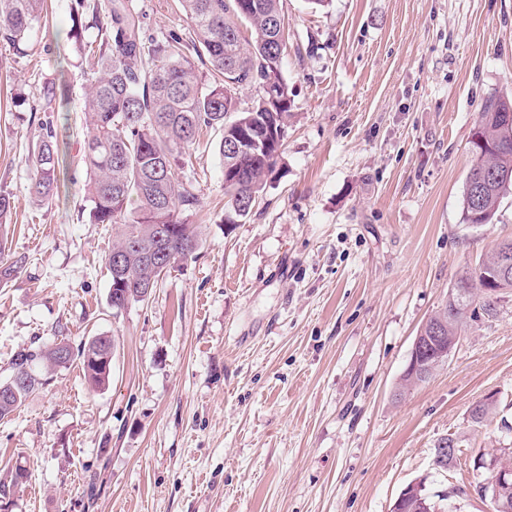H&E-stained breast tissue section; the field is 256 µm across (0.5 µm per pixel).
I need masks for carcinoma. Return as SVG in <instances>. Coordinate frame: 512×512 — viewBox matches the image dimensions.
I'll return each mask as SVG.
<instances>
[{
    "instance_id": "1",
    "label": "carcinoma",
    "mask_w": 512,
    "mask_h": 512,
    "mask_svg": "<svg viewBox=\"0 0 512 512\" xmlns=\"http://www.w3.org/2000/svg\"><path fill=\"white\" fill-rule=\"evenodd\" d=\"M190 19L196 57L209 64L210 79H203L182 39L171 34L163 41H143L134 0H80L97 16L106 37L98 46L95 69L83 102L87 129L83 162L86 192L92 203L91 221L118 229L111 254L105 259L109 291L127 303L143 302L145 289L155 287L161 274L195 255L201 244L197 225L180 218L199 205V198L177 176L180 150L193 145L200 130L224 132L227 125L250 137L259 129L270 131L265 150L234 156L218 142L224 166V223L247 216L274 171L291 116L292 92L283 75L288 21L280 0H178ZM45 0H0V39L14 48L23 46L33 24L40 20ZM275 78L280 104L266 107V94L249 108L232 109L231 93L251 84L265 88ZM475 158L466 179L463 221L489 224L504 196L512 190V97L487 100L475 125ZM60 154L51 132L32 146L27 163L33 171L31 193L48 201L58 190ZM14 201L0 194V254L10 235L9 217ZM167 224L170 253L150 263L144 256L153 243L156 226ZM123 255L122 272L112 270V254ZM501 259L493 251L473 272L454 284L452 301L440 314L447 317L448 335H458L468 321L498 313L501 296L512 291V277L496 282L498 295L482 297L485 274ZM25 258L0 261V286H6L24 268ZM91 336L78 346L63 338L46 348H22L12 367L27 375L30 384L19 388L14 380L0 381V419L9 417L42 384L38 369L65 368L77 360L86 382L103 390L112 380V359L95 348ZM28 480L21 465L6 469L0 479V499Z\"/></svg>"
}]
</instances>
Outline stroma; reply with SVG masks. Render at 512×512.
<instances>
[{"label": "stroma", "instance_id": "obj_1", "mask_svg": "<svg viewBox=\"0 0 512 512\" xmlns=\"http://www.w3.org/2000/svg\"><path fill=\"white\" fill-rule=\"evenodd\" d=\"M76 3L48 0L24 50L0 40V193L27 260L0 288V380L20 349L97 335L115 340L112 383L91 390L76 362L0 420V458L30 474L9 512H391L414 481L487 512L473 466L512 443V292L426 382L397 388L457 277L512 239V194L492 223L461 219L472 129L512 94V0H281L293 104L264 192L225 225L220 134L201 131L178 171L201 247L119 312L115 230L89 219L82 160V49L101 29L86 13L70 38ZM136 4L146 38L192 42L176 0ZM48 128L64 169L41 203L25 157ZM490 395L495 415L473 424Z\"/></svg>", "mask_w": 512, "mask_h": 512}]
</instances>
